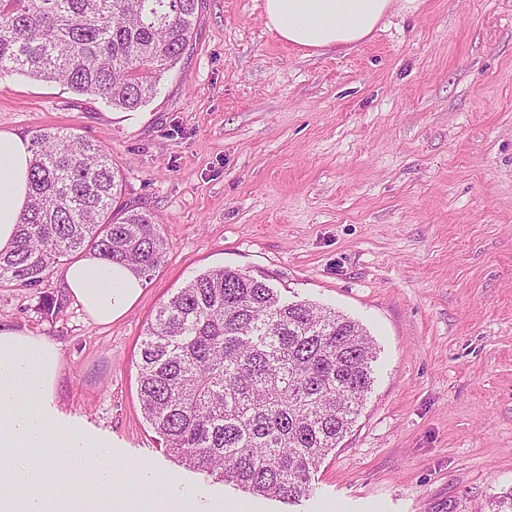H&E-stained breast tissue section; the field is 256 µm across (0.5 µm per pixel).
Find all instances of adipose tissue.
<instances>
[{"label": "adipose tissue", "instance_id": "1", "mask_svg": "<svg viewBox=\"0 0 512 512\" xmlns=\"http://www.w3.org/2000/svg\"><path fill=\"white\" fill-rule=\"evenodd\" d=\"M416 0H265L268 27L302 50L349 49L366 41L390 14ZM30 140L0 130V251L10 249L20 217L30 201ZM71 295L98 324L124 316L142 290L129 266L90 253L69 265L64 275ZM60 352L57 344L0 327V512H77L70 498L39 484L19 449L40 453L49 445V424L63 438L62 451L75 476L115 489L125 512H171L146 485L149 468L112 462V444L88 429L60 419L54 404Z\"/></svg>", "mask_w": 512, "mask_h": 512}]
</instances>
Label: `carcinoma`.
<instances>
[{"label": "carcinoma", "instance_id": "1", "mask_svg": "<svg viewBox=\"0 0 512 512\" xmlns=\"http://www.w3.org/2000/svg\"><path fill=\"white\" fill-rule=\"evenodd\" d=\"M197 0H0V71L134 111L190 47ZM31 194L0 279L40 288L93 252L148 277L168 240L145 211L113 209L112 156L74 133L31 137ZM356 321L284 302L239 269L209 270L156 311L137 363L144 418L187 467L296 502L349 433L373 384Z\"/></svg>", "mask_w": 512, "mask_h": 512}]
</instances>
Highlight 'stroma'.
Masks as SVG:
<instances>
[{
	"instance_id": "stroma-1",
	"label": "stroma",
	"mask_w": 512,
	"mask_h": 512,
	"mask_svg": "<svg viewBox=\"0 0 512 512\" xmlns=\"http://www.w3.org/2000/svg\"><path fill=\"white\" fill-rule=\"evenodd\" d=\"M64 129L104 147L121 200L154 216L164 264L130 311L94 323L73 296L0 281V325L61 355L55 405L128 464L148 493L192 512H250L254 497L187 469L139 400L155 312L217 267L359 321L377 349L363 409L310 497L262 512H492L512 493V0H423L347 51H302L263 0H198L195 38L136 112L0 75V130ZM114 512L112 492L56 484Z\"/></svg>"
}]
</instances>
